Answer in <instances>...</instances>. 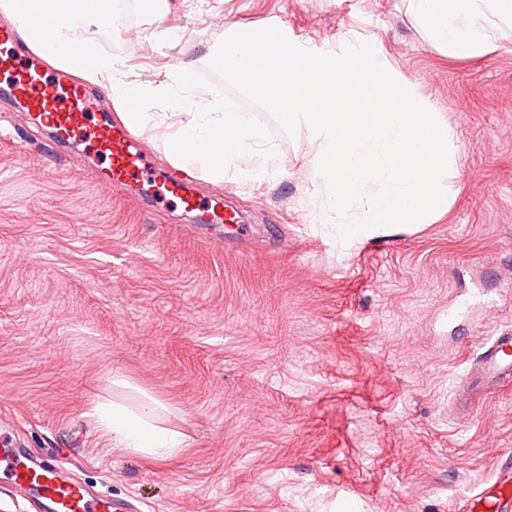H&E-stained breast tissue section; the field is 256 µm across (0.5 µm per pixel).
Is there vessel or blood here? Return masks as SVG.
I'll return each instance as SVG.
<instances>
[{
    "label": "vessel or blood",
    "instance_id": "obj_1",
    "mask_svg": "<svg viewBox=\"0 0 512 512\" xmlns=\"http://www.w3.org/2000/svg\"><path fill=\"white\" fill-rule=\"evenodd\" d=\"M14 27L0 25V76L9 81L10 92L40 127L48 129L63 147L89 141L102 156L101 181L128 187L143 195L157 192L161 204H173L194 213L199 223L220 224L224 195L199 196L187 170L151 165L139 149L138 136L111 113H97L82 86L68 79L51 80L48 73L18 56ZM512 383V332L501 331L483 339L478 354L458 378L452 404L474 408L478 395ZM59 452L32 453L20 447L13 422L0 413V488L32 492L36 512H134L130 501L99 496L85 483L66 475ZM461 512H512V467H497L489 486L467 496Z\"/></svg>",
    "mask_w": 512,
    "mask_h": 512
}]
</instances>
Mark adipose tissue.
Instances as JSON below:
<instances>
[{
    "label": "adipose tissue",
    "instance_id": "ef3b65f1",
    "mask_svg": "<svg viewBox=\"0 0 512 512\" xmlns=\"http://www.w3.org/2000/svg\"><path fill=\"white\" fill-rule=\"evenodd\" d=\"M89 0H0V12L18 30L33 38L49 61L79 62L83 79L107 88L132 125L153 123L168 133L175 158L200 166L213 181L234 173L251 180L271 172L273 152L263 125L248 112L232 111L210 102L192 82V67H173L172 81L151 83L131 79L115 57L100 48L102 39L120 32L124 20L109 8L92 9ZM410 12L428 40L437 46L472 55L494 47L504 28H512V0H408ZM165 111H155V104ZM167 408L139 392L119 402L101 397L91 404L97 427L113 447L154 461L180 457L187 442L181 433L163 426Z\"/></svg>",
    "mask_w": 512,
    "mask_h": 512
}]
</instances>
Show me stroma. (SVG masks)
<instances>
[{
    "label": "stroma",
    "mask_w": 512,
    "mask_h": 512,
    "mask_svg": "<svg viewBox=\"0 0 512 512\" xmlns=\"http://www.w3.org/2000/svg\"><path fill=\"white\" fill-rule=\"evenodd\" d=\"M134 4L135 44L101 43L140 81L195 78L226 34L277 20L294 42L370 43L454 133L448 210L340 241L309 213L306 128L255 106L278 175L243 181L232 224L130 205L0 97V411L36 452L71 449L76 479L141 512H458L512 459V388L451 408L466 358L512 327V32L458 56L406 0ZM173 30L167 39L165 30ZM122 375L170 407L188 447L154 462L113 450L89 416Z\"/></svg>",
    "instance_id": "35a3bbf8"
}]
</instances>
